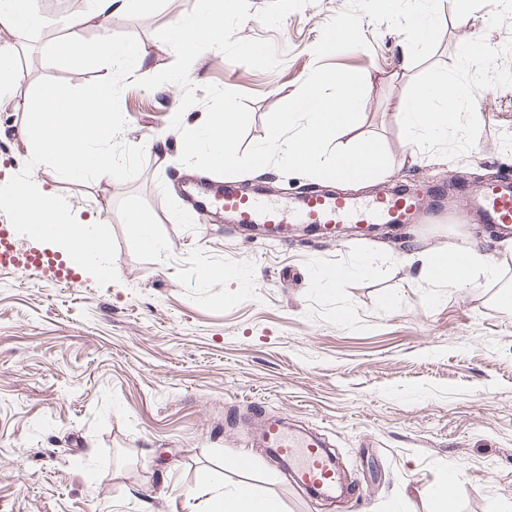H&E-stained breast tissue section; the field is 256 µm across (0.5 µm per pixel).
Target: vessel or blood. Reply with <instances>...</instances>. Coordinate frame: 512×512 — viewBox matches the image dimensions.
Listing matches in <instances>:
<instances>
[{"label": "vessel or blood", "mask_w": 512, "mask_h": 512, "mask_svg": "<svg viewBox=\"0 0 512 512\" xmlns=\"http://www.w3.org/2000/svg\"><path fill=\"white\" fill-rule=\"evenodd\" d=\"M187 203L195 211H223L238 224H264L275 237H286L292 224H316L321 232L343 239L347 225L411 224L426 216L421 191L355 198L310 189L293 197L274 199L259 192L223 188L220 181L192 182ZM470 218L491 224L502 234L512 233V179L484 183L469 200ZM0 265L40 268L50 278L76 284L74 265L43 252L18 253L6 226H0ZM257 441L287 461L294 481L322 496H331L342 476L322 438L292 431L286 419L268 418L260 425Z\"/></svg>", "instance_id": "b4317fda"}]
</instances>
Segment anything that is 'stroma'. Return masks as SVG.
<instances>
[{
    "mask_svg": "<svg viewBox=\"0 0 512 512\" xmlns=\"http://www.w3.org/2000/svg\"><path fill=\"white\" fill-rule=\"evenodd\" d=\"M60 0H35L43 27L0 34L27 63L11 103L0 106V182L26 162L21 132L29 98L44 77L74 85L109 76L101 67L47 65L42 48L66 36L71 15ZM427 43L407 54L404 27L420 0H250L236 35L271 39L281 63L259 71L216 49L197 58L190 80L197 101L182 124L206 110L204 85L249 94L248 150L266 136L265 120L297 93L314 67L361 72L368 104L335 148L379 137L391 165L351 194L393 184L448 183L454 197L476 181L512 175V0H473L460 19L457 0H437ZM195 0H154L113 18L118 44L147 47L148 77L168 68L173 50L158 30L189 13ZM356 20L343 41L337 19ZM480 43L492 56L464 48ZM476 83L484 111L417 158L393 104L423 94L432 73ZM183 91H148L127 82L120 106L127 125L118 144L145 149L127 182H71L47 166L32 179L65 196L72 211L110 227L118 282L77 285L42 271L0 266V512H208V486L248 482L280 512H434L428 493L441 471L461 487L449 512H512V238L486 224L426 219L397 225L391 237L338 244L316 231L287 240L226 227L214 214L189 216L178 184L182 139L171 108ZM273 195L327 188L326 180L275 167L235 176ZM143 217L164 249H143L129 231ZM476 237L495 278L448 288L427 280L403 255L447 251ZM370 271L341 286L325 274L359 260ZM322 434L353 489L314 498L292 484L286 466L258 447L262 419ZM246 451L249 468L226 465Z\"/></svg>",
    "mask_w": 512,
    "mask_h": 512,
    "instance_id": "obj_1",
    "label": "stroma"
}]
</instances>
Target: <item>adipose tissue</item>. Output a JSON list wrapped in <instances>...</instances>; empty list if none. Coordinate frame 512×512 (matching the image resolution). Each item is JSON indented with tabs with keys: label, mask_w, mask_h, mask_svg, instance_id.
Instances as JSON below:
<instances>
[{
	"label": "adipose tissue",
	"mask_w": 512,
	"mask_h": 512,
	"mask_svg": "<svg viewBox=\"0 0 512 512\" xmlns=\"http://www.w3.org/2000/svg\"><path fill=\"white\" fill-rule=\"evenodd\" d=\"M87 4L82 22L71 26L65 53L78 55L86 64L107 61L135 70L144 67L149 55L146 47L117 44L105 34L113 17L129 10L132 0H87ZM89 23L103 29L104 34L98 40L90 42L83 37V27ZM430 84V94L410 100L400 99L394 105L414 134L417 151L421 154L429 152L440 138L460 127L474 96L470 82L452 81L440 73L431 74ZM407 258L420 261L429 279L447 283L452 288H463L476 277L488 279L496 274V268L488 258L469 244H454L447 252L439 254L411 252ZM211 512H279V509L259 487L240 484L229 490H216Z\"/></svg>",
	"instance_id": "adipose-tissue-1"
}]
</instances>
